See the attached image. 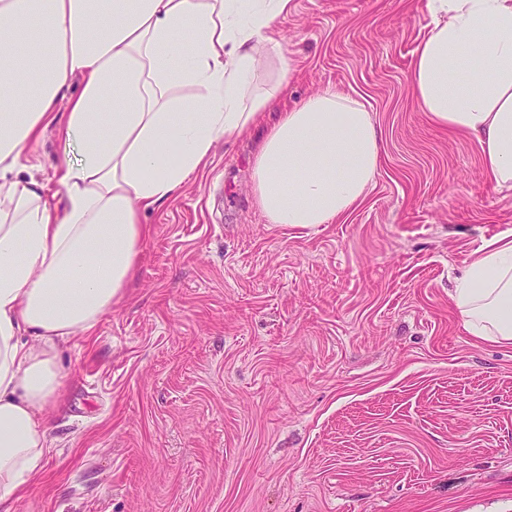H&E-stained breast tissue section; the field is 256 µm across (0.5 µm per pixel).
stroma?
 Segmentation results:
<instances>
[{
    "instance_id": "1",
    "label": "stroma",
    "mask_w": 512,
    "mask_h": 512,
    "mask_svg": "<svg viewBox=\"0 0 512 512\" xmlns=\"http://www.w3.org/2000/svg\"><path fill=\"white\" fill-rule=\"evenodd\" d=\"M425 0H290L251 85L333 90L384 138L365 199L315 227L255 206L258 138L216 142L147 211L126 296L61 348L47 472L18 512H512V347L449 294L512 232L476 140L434 129L409 75Z\"/></svg>"
}]
</instances>
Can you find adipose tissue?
Instances as JSON below:
<instances>
[{"label": "adipose tissue", "mask_w": 512, "mask_h": 512, "mask_svg": "<svg viewBox=\"0 0 512 512\" xmlns=\"http://www.w3.org/2000/svg\"><path fill=\"white\" fill-rule=\"evenodd\" d=\"M288 3L0 0V512H17L52 459L59 343L123 299L144 212L178 196L216 141L265 126L251 182L268 223L328 224L364 199L383 140L362 103L323 91L276 114L286 84L247 93ZM426 9L414 100L435 126L476 138L487 183L512 189V0ZM54 123L73 153L51 183L26 178L22 155ZM450 305L467 335L512 345L511 234L475 251Z\"/></svg>", "instance_id": "obj_1"}]
</instances>
